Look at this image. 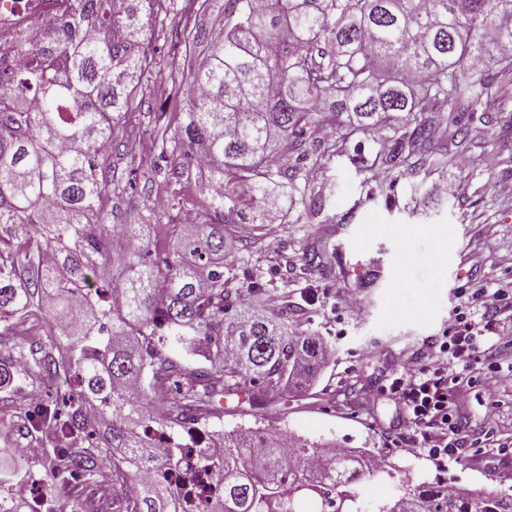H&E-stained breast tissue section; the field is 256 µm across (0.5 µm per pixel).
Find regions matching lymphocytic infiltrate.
Wrapping results in <instances>:
<instances>
[{"instance_id":"lymphocytic-infiltrate-1","label":"lymphocytic infiltrate","mask_w":512,"mask_h":512,"mask_svg":"<svg viewBox=\"0 0 512 512\" xmlns=\"http://www.w3.org/2000/svg\"><path fill=\"white\" fill-rule=\"evenodd\" d=\"M461 297L450 336L404 356L403 372L394 381L402 425L419 432L423 453L438 461L457 454L463 444L461 417L475 381L496 395L497 361L512 348V335L486 346L477 341L495 325L512 328V281L481 283L463 289Z\"/></svg>"}]
</instances>
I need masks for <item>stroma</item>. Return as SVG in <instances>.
<instances>
[{
	"instance_id": "obj_1",
	"label": "stroma",
	"mask_w": 512,
	"mask_h": 512,
	"mask_svg": "<svg viewBox=\"0 0 512 512\" xmlns=\"http://www.w3.org/2000/svg\"><path fill=\"white\" fill-rule=\"evenodd\" d=\"M224 28V0H163L146 27L148 66L134 84L127 111L112 125V142L99 157L109 179L102 200L106 224H147L151 255L178 240L187 216L220 222L206 176L181 144L194 76ZM487 89L452 159L432 153L387 169L386 196L363 183L376 137L350 140L342 153L315 161L332 137L310 129L288 155L302 182L280 181L273 220L241 238L224 226L229 286L242 308H262L291 331L321 337L328 356L306 384L269 391L258 400L224 397V430L264 431L366 448L394 467L393 479H365L364 502L393 496L400 482L442 478L477 492L512 494V361L502 360L494 398L471 399L465 411L470 439L452 462L419 452L417 437L399 423L392 382L404 354L447 335L449 316L466 283L512 280V72L487 69ZM444 180L448 193L429 194ZM322 194L321 216L301 197ZM488 244L482 260L473 249ZM350 292L358 307L342 299ZM64 409L65 400L40 380L0 391V490L37 512H112V491L82 477L53 481L41 459L14 455L26 444L16 426L38 405ZM488 434L506 452H488L474 437Z\"/></svg>"
}]
</instances>
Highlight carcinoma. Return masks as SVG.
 <instances>
[{
	"label": "carcinoma",
	"instance_id": "obj_1",
	"mask_svg": "<svg viewBox=\"0 0 512 512\" xmlns=\"http://www.w3.org/2000/svg\"><path fill=\"white\" fill-rule=\"evenodd\" d=\"M157 6L73 0L52 58L0 74V336L44 309L54 318L35 347L0 356V389L35 376L75 393L53 413L56 431L99 443L55 444L45 462L54 475L63 457L69 474L112 487L117 512H365L355 484L394 474L363 452L209 430L216 397L289 384L327 350L237 309L224 225H190L151 262V225L104 224L97 157L147 65L142 10ZM224 14L182 143L205 159L227 219L241 214V186L266 204L274 160L325 116L338 144L389 127L377 163L400 166L436 144L446 156L448 126L468 133L455 112L481 99L483 67L512 71V0H225ZM204 439L221 449L197 455L219 494L191 499L177 478L125 493L142 471L178 473ZM372 512H512V495L423 481Z\"/></svg>",
	"mask_w": 512,
	"mask_h": 512
}]
</instances>
